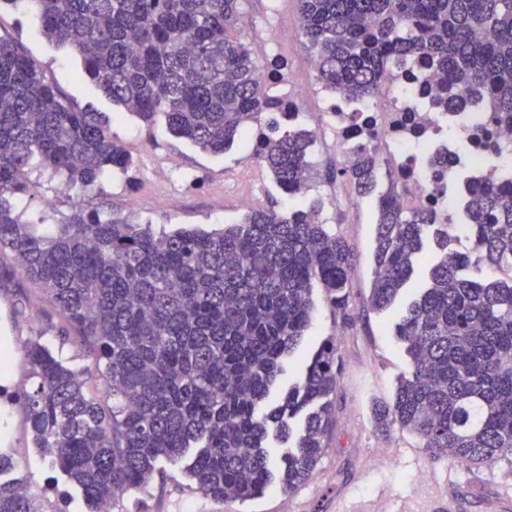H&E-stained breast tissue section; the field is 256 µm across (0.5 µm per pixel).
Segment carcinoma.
Instances as JSON below:
<instances>
[{
  "mask_svg": "<svg viewBox=\"0 0 512 512\" xmlns=\"http://www.w3.org/2000/svg\"><path fill=\"white\" fill-rule=\"evenodd\" d=\"M28 9L47 40L75 50L112 103L200 149L222 153L253 136L252 154L294 201L254 206L237 224L156 232L149 224L75 209L61 224L22 221L13 200L38 165L88 192L132 160L99 112L64 105L38 64L0 39V255L39 284L62 322V341L93 375L38 340L22 350L32 388L21 402L34 447L81 491L88 512L144 488L161 462L188 460L204 497L246 501L308 481L335 426L339 382L329 339L302 381L267 405L306 337L314 290L349 320L352 250L320 219L312 187L314 133L281 127L288 96L273 94L287 61L261 62L232 34L241 0H5ZM316 81L347 103L383 93L381 73L421 61L445 112L488 102L512 126V0H296ZM385 160L362 146L328 172L356 196L377 194L369 306L390 307L414 273L426 231L447 248L434 209L403 204ZM465 217L476 258L445 252L427 287L395 325L412 373L373 408L380 430L399 425L435 457L467 466L512 464V285L481 283L470 267L512 270V168L470 185ZM303 418L292 436L288 421ZM288 444L281 462L266 442ZM0 512H42L37 495L0 481Z\"/></svg>",
  "mask_w": 512,
  "mask_h": 512,
  "instance_id": "carcinoma-1",
  "label": "carcinoma"
}]
</instances>
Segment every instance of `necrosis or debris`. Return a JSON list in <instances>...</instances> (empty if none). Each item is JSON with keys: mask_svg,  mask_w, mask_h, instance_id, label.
<instances>
[{"mask_svg": "<svg viewBox=\"0 0 512 512\" xmlns=\"http://www.w3.org/2000/svg\"><path fill=\"white\" fill-rule=\"evenodd\" d=\"M415 79L403 78L396 65L383 76L382 97L347 107L331 98L326 115L337 148L379 144L389 166L407 182L415 200L448 219L449 232L460 229L465 184L512 164V127H501L486 107L439 112L421 88L430 72L417 67Z\"/></svg>", "mask_w": 512, "mask_h": 512, "instance_id": "1", "label": "necrosis or debris"}]
</instances>
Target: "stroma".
Instances as JSON below:
<instances>
[{
    "label": "stroma",
    "instance_id": "stroma-1",
    "mask_svg": "<svg viewBox=\"0 0 512 512\" xmlns=\"http://www.w3.org/2000/svg\"><path fill=\"white\" fill-rule=\"evenodd\" d=\"M239 32L251 42L258 58L285 56L290 72L314 81L312 56L300 32L295 0H244ZM0 38L39 64L45 80L58 86L67 106L102 113L113 140L133 160L127 173L105 174L97 189L87 193L76 188L59 193L57 178L46 171L32 172L34 187L17 203L23 220L42 217L47 223L60 224L72 209L81 207L97 210L105 218L124 217L156 228L210 229L240 221L243 212L238 200L245 194L258 204L287 209V196L251 159L249 148L238 143L214 155L174 137L164 122L144 126L82 79L80 57L44 38L23 9L7 2L0 5ZM323 101L319 94L301 102L290 125L316 135L312 160L317 174L307 198L320 201L322 219L335 226L354 254L350 321H338L322 295H315L307 338L289 358L276 387L281 394L299 383L320 343L333 339L341 366L333 397L336 425L315 474L289 494L272 486L251 500L217 502L195 492L183 464L164 463L147 487L117 498L112 512H337L339 503L349 498L374 499L391 512L395 498L428 483L439 487L440 507L451 504L455 512H501L502 493L512 486V464L474 468L437 459L408 431L394 426L381 433L374 426L373 402L391 400L411 365L393 334L398 309L377 312L367 302L373 279V201L356 197L341 182L329 183L323 177L327 165L343 161L323 117ZM59 324L37 285L20 274L14 258L0 257V336H10L18 350L40 340L68 365L88 366L79 348L61 342ZM29 388L24 364L14 362L12 380L0 396V450L10 454L14 466L0 479L23 480L40 496L44 512H87L79 490L48 469L32 444L20 407Z\"/></svg>",
    "mask_w": 512,
    "mask_h": 512
}]
</instances>
